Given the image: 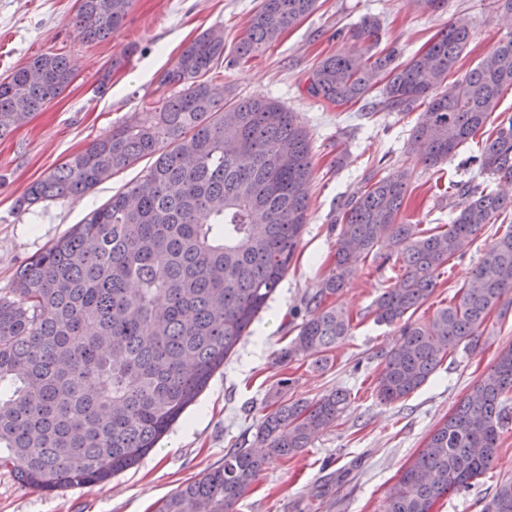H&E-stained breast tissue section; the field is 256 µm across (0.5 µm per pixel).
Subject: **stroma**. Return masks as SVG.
Returning a JSON list of instances; mask_svg holds the SVG:
<instances>
[{"label": "stroma", "mask_w": 512, "mask_h": 512, "mask_svg": "<svg viewBox=\"0 0 512 512\" xmlns=\"http://www.w3.org/2000/svg\"><path fill=\"white\" fill-rule=\"evenodd\" d=\"M258 0H134L122 28L102 41H88L71 23L78 0H0V80L30 59L52 51L74 63V79L63 94L0 139V295L32 256L66 235L126 184L144 175L140 161L78 198L40 203L24 212L15 200L113 124L140 115L159 96L161 75L190 41L206 29L222 28L226 49L245 34ZM379 18L381 42H356L345 28L362 17ZM470 29L455 76L474 68L503 36L512 34V12L493 0H446L439 9L417 8L410 0H319L317 10L293 25L249 62L221 64L209 77L230 85L238 97L269 96L296 112L313 145L314 174L308 222L287 276L269 309L210 380L195 404L173 425L158 447L137 466L91 487L45 494L23 487L13 472L0 468V512H155L178 487L224 461L231 446L254 443L256 425L281 377L292 380L289 399L312 400L342 389L349 404L332 427L318 433L308 448L264 471L239 501L237 512H383L389 489L423 448L432 429L512 343V311L492 313L475 350H456L419 390L391 404L373 392L379 356L397 337L394 327L377 323L374 304L392 286L398 267L386 259L388 244L358 265L338 299L353 317L350 336L328 354L326 368L299 357L276 364L277 352L294 338L304 314L303 301L315 294L334 268L338 207L369 174L384 177L411 168L406 216L426 229L447 224L452 200L446 188L467 181L466 159L478 153L469 142L450 162L425 167L408 153L407 142L422 108L406 114L373 112L376 95L337 106L311 97L307 78L328 55L367 57L377 47L397 46L403 57L426 47L448 21ZM137 51L120 69L113 58L130 44ZM107 86H100L104 71ZM512 228L503 213L483 230L462 256L447 263L438 286L415 313L429 320L448 306L468 280L484 250ZM512 479V425L488 472L468 489L449 492L435 512H483L497 485Z\"/></svg>", "instance_id": "35a3bbf8"}]
</instances>
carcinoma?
Returning a JSON list of instances; mask_svg holds the SVG:
<instances>
[{
  "mask_svg": "<svg viewBox=\"0 0 512 512\" xmlns=\"http://www.w3.org/2000/svg\"><path fill=\"white\" fill-rule=\"evenodd\" d=\"M133 0H79L72 22L89 41L123 25ZM318 0H260L234 47L250 59L317 9ZM367 17L348 34L378 41ZM469 40L451 22L424 51L360 61L330 55L308 77V93L338 106L365 99L384 82L380 109L427 104L410 149L436 168L482 130L501 92L512 88V35L500 39L453 84L448 76ZM224 61V31L187 44L161 76L149 111L112 126L18 198L20 211L81 196L143 159V177L93 210L32 257L0 296V466L46 493L109 481L147 456L224 365L288 273L307 224L313 175L309 131L280 101L236 98L206 75ZM72 60L42 53L0 81V139L56 99L72 82ZM477 171L456 185L448 227L426 232L402 208L410 171L359 188L336 220L334 269L304 301L291 343L277 353L322 365L350 334L351 316L326 301L340 296L355 268L380 242L401 274L375 301L376 319L398 326L382 354L377 398L390 404L423 386L449 353L475 349L489 316L512 309V230L482 254L454 301L421 323L406 318L437 287L440 270L502 212L512 195V120L500 123ZM277 383L274 408L260 417L258 449L230 448L224 463L178 488L157 512H233L270 465L308 447L348 406L337 389L312 402L288 399ZM512 421V344L429 434L384 501V512H433L454 488L490 468ZM485 512H512V480L500 482Z\"/></svg>",
  "mask_w": 512,
  "mask_h": 512,
  "instance_id": "carcinoma-1",
  "label": "carcinoma"
}]
</instances>
